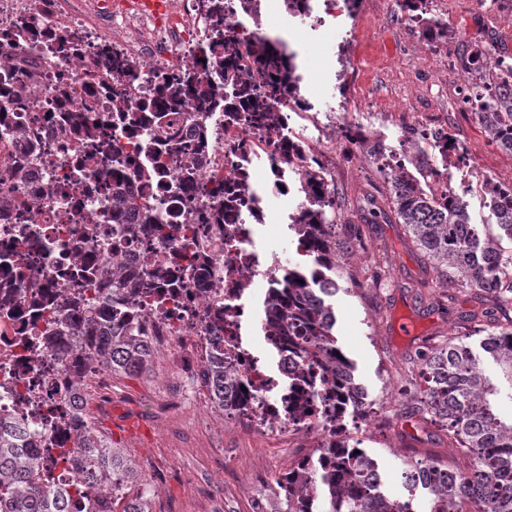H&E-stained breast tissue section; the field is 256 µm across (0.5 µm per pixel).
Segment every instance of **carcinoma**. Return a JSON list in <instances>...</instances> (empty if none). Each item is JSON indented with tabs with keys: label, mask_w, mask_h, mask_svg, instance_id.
<instances>
[{
	"label": "carcinoma",
	"mask_w": 512,
	"mask_h": 512,
	"mask_svg": "<svg viewBox=\"0 0 512 512\" xmlns=\"http://www.w3.org/2000/svg\"><path fill=\"white\" fill-rule=\"evenodd\" d=\"M205 28L217 35L202 43L194 62L176 77L158 88L157 97L149 104L131 102V68L126 59L108 48L85 60L80 56L83 37L74 32L57 35L56 51L63 58H73L85 69V81L91 83L102 68L112 70V114L118 123L134 127L141 122V113L150 112L163 124L167 117L183 109L190 120L203 127L215 107L212 75L230 63V42L225 36L228 22L224 0H199ZM475 72L480 83L473 85L475 97L483 102L480 121L491 142L512 153V60L489 56L483 58ZM269 93L256 92L252 81H243L236 89L245 99L258 122L267 120L280 99L292 89L293 70L283 62L276 69L262 74ZM7 101L0 103V112L25 106L35 94L29 80L10 75ZM79 134L82 151L89 157L110 158L112 140L103 126L82 113L66 118ZM12 135L27 141L30 151L44 154L41 129L33 122L19 121L8 129ZM208 156L204 142L192 149L190 158L180 171L179 181L169 190L177 193L192 181L195 172L205 168ZM101 184H112V222L123 224L127 213L137 214L139 222L127 230L130 236L144 237L158 231L161 225L156 207L149 197L130 198L125 195L122 180L109 162L94 171ZM391 203L403 224L416 229L415 243L434 262L436 283L450 288L472 286L480 289L482 308L468 319V335L484 333L483 350L500 367L502 380L486 375L482 361L460 336H450L432 355H419L429 383L430 409L448 427V445L458 449L464 467L457 475L464 479L459 486L444 467L416 464L409 470L410 482L422 484L430 494L426 512H512V417L504 419L496 408L497 397L506 394L512 401V318L505 324L490 323L498 314L512 310V251L505 252L475 233L467 206L455 197L439 201L414 189L406 172L391 174ZM492 191L501 198L494 211L496 224L512 238V186L498 184ZM294 231L307 237V248L317 262L327 269L320 278L305 280L296 272L286 292L269 301L264 322L272 329L286 333L287 343L301 360L312 357V349L325 344L336 352V363L327 377L317 379L288 378L282 392L285 402H292L302 413L328 417L318 399L325 382H333L336 391L352 388L363 395L356 384L353 366L336 345L333 335L335 315L324 296L336 294V238L324 228L336 225V215L324 207L300 211ZM98 279L109 281L106 289L112 297V314L98 313L93 307L90 283L82 285L79 300L56 315L46 338L49 347H65L82 341L88 345L90 365L111 373H141L149 368L150 346L139 321L143 302L154 294L156 283L167 278L165 267L155 268L153 278L139 280L132 276L117 257L96 271ZM19 296L9 283L0 284V311H12ZM203 378L212 391V401L224 409L233 400L237 378L224 365V340H209L203 355ZM80 448V461L63 482L56 475L54 463L34 453L21 425L0 417V512H72L75 496L92 486L106 489L121 482L125 487L123 500L100 505L101 497H90L88 512L124 503L121 512H150L145 491L140 488L138 472L119 450L88 428L75 437ZM358 443L320 451L321 457L302 470L295 481L281 487L278 512H306L303 501L310 489L324 499L323 512H413L409 501H399L382 490L381 477L374 462L357 452Z\"/></svg>",
	"instance_id": "obj_1"
}]
</instances>
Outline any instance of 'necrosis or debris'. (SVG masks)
Listing matches in <instances>:
<instances>
[{
	"mask_svg": "<svg viewBox=\"0 0 512 512\" xmlns=\"http://www.w3.org/2000/svg\"><path fill=\"white\" fill-rule=\"evenodd\" d=\"M43 7L47 25L29 33L17 54L33 66L37 92L25 116L42 127L48 151L16 189L23 208L0 211V253L10 252L19 273L17 286L26 292L22 309L0 316V417L21 420L32 445L58 457L59 469H67L69 459L78 455L73 440L83 410L111 412L112 381L99 370L93 389H74L84 351H55L43 341L51 326L47 306L63 304V273L87 272L116 254L145 278L156 264L181 253L202 265L206 277L199 282L173 269L159 291L160 305L141 308L153 353L174 354L186 342H204L211 326L222 327L231 346L227 360L241 386L266 388L263 396L236 400L225 409V419L244 434L293 449V467L306 465L310 444L324 448L336 443V423L285 407L278 392L266 387L258 355L243 346L242 336L245 323L288 285L289 268L277 250L273 225L287 223L292 211L311 207L315 199L334 197L336 170L324 164L329 150L323 134L330 125L356 123L357 102L343 99L323 109L296 86L277 101L269 121L253 120L234 88L256 74L253 45L270 39L290 45V32L271 33L252 19L263 9L281 12V0H226V36L237 55L233 67L213 79L217 107L206 127L208 165L196 177L209 187L223 180L224 198L165 190L179 167L156 168V159L180 143L196 141L192 122L182 119L171 129L152 124L116 128L112 154L121 161L126 189L135 197L155 198L163 226L152 242L127 238L122 225L112 221L111 189L97 187L92 177L95 162L79 152L76 133L60 131L66 110L111 122L112 75L100 70L95 84L84 86L82 67L55 54V35L80 33L86 56L105 44L120 49L137 73L132 97L138 104L155 98L159 86L191 64L205 40V26L190 0H165L160 10L147 0H45ZM65 83L74 92L63 101L57 88ZM408 128L415 135L407 158L415 188L439 198L462 194L491 210L498 206V197L488 192L486 177L464 148H447L444 125L415 112ZM151 168L156 177L149 182L140 173ZM311 175L321 184L319 194L309 188ZM222 209L233 213L234 223H216ZM32 388L47 402L71 391L78 400L35 414L24 402Z\"/></svg>",
	"mask_w": 512,
	"mask_h": 512,
	"instance_id": "necrosis-or-debris-1",
	"label": "necrosis or debris"
}]
</instances>
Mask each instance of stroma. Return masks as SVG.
<instances>
[{"mask_svg": "<svg viewBox=\"0 0 512 512\" xmlns=\"http://www.w3.org/2000/svg\"><path fill=\"white\" fill-rule=\"evenodd\" d=\"M435 14V5H427L414 23L396 11L381 10L373 0H362L357 21L365 35L343 47L337 62L328 58L336 43L334 27H325L316 38L297 30L294 43L313 66L303 85L316 105L328 106L331 94H345L355 96L367 112L350 133L338 128L326 132L342 164L336 194L350 202L345 224L336 227L334 334L355 365L369 412L362 426L347 424L346 433L376 463L385 492L413 498L417 512H422L429 492L409 491L405 475L420 462L447 465L448 430L435 414L423 410L429 394L422 376L402 381L394 366L416 360L423 347L463 331L477 308V290L434 287L432 261L388 206L390 182L372 148L396 146L397 113L441 112L449 133L469 146L483 174L512 177V154L492 143L480 120L460 103L459 85L476 83L477 74L448 65L480 44L512 55V13L487 16L478 0H454L448 9L452 36L445 44L447 54L432 60L421 30ZM350 224L366 245L385 253L390 285L369 287L370 270L358 261L346 232ZM403 317L414 322L412 335L398 333ZM202 369V361L185 352L153 357L143 373L113 375L112 417L99 422L100 432L113 447L123 449L138 471L153 512H277L278 493L270 478L287 468V457L240 433L213 406L181 395L183 379ZM388 413L394 414V425L384 423ZM115 420L134 422L141 440L133 444L115 436Z\"/></svg>", "mask_w": 512, "mask_h": 512, "instance_id": "stroma-1", "label": "stroma"}]
</instances>
